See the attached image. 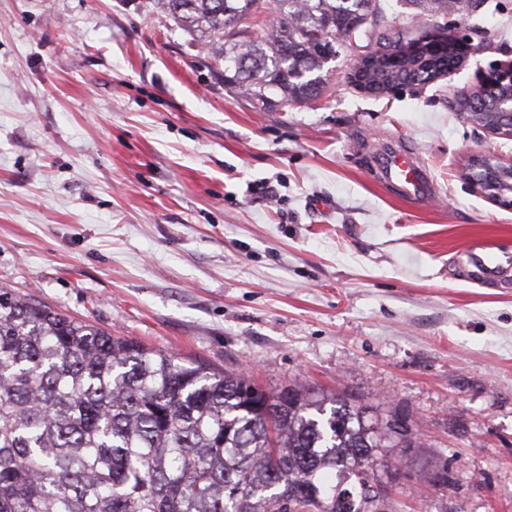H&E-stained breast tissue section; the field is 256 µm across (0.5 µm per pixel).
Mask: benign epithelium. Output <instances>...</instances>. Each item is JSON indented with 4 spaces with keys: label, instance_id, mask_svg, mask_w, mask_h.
<instances>
[{
    "label": "benign epithelium",
    "instance_id": "benign-epithelium-1",
    "mask_svg": "<svg viewBox=\"0 0 512 512\" xmlns=\"http://www.w3.org/2000/svg\"><path fill=\"white\" fill-rule=\"evenodd\" d=\"M464 39L449 35L436 26L410 40L393 44H378L349 73L350 80L366 92L374 85L365 78L368 64L377 58L401 61L409 67H423L441 56H448V67H456L462 56L448 55V49L459 47ZM493 101L494 111L474 112L475 100ZM450 107L464 115L485 133L512 138V64H498L486 72L477 85L450 100ZM481 194L504 206L512 207V161L504 162L493 156L476 154L464 173Z\"/></svg>",
    "mask_w": 512,
    "mask_h": 512
}]
</instances>
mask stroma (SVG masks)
<instances>
[{
  "instance_id": "obj_1",
  "label": "stroma",
  "mask_w": 512,
  "mask_h": 512,
  "mask_svg": "<svg viewBox=\"0 0 512 512\" xmlns=\"http://www.w3.org/2000/svg\"><path fill=\"white\" fill-rule=\"evenodd\" d=\"M442 22L483 42L435 82L368 94L348 78L360 45L318 103L257 112L152 0H0V285L404 418L416 445L377 472L387 512H512V287L462 261L476 240L512 256V207L463 176L476 152L512 160V139L448 105L512 62V0ZM398 139L432 202L373 176Z\"/></svg>"
}]
</instances>
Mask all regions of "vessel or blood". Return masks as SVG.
Masks as SVG:
<instances>
[{
  "label": "vessel or blood",
  "mask_w": 512,
  "mask_h": 512,
  "mask_svg": "<svg viewBox=\"0 0 512 512\" xmlns=\"http://www.w3.org/2000/svg\"><path fill=\"white\" fill-rule=\"evenodd\" d=\"M373 168L384 185L403 197L424 198L435 191L429 169L406 142L394 141L383 147L373 157ZM466 265L472 279L486 285H501L503 256L494 244L482 242L468 247Z\"/></svg>",
  "instance_id": "vessel-or-blood-1"
}]
</instances>
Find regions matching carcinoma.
<instances>
[{
    "label": "carcinoma",
    "mask_w": 512,
    "mask_h": 512,
    "mask_svg": "<svg viewBox=\"0 0 512 512\" xmlns=\"http://www.w3.org/2000/svg\"><path fill=\"white\" fill-rule=\"evenodd\" d=\"M256 110L318 101L380 0H153ZM475 15L488 0H409ZM273 16V32L250 21ZM333 42L325 51L313 31ZM413 433L350 400L149 348L0 286V512H382L385 448Z\"/></svg>",
    "instance_id": "obj_1"
}]
</instances>
